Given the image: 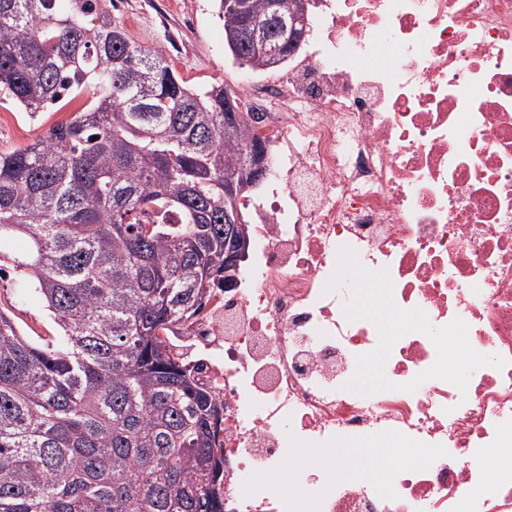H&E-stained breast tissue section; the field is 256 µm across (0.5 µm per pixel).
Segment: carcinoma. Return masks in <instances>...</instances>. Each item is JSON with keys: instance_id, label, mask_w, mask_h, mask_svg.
<instances>
[{"instance_id": "obj_1", "label": "carcinoma", "mask_w": 512, "mask_h": 512, "mask_svg": "<svg viewBox=\"0 0 512 512\" xmlns=\"http://www.w3.org/2000/svg\"><path fill=\"white\" fill-rule=\"evenodd\" d=\"M217 2L233 59L273 70L238 39L248 22L277 36L269 0ZM78 97L0 153V237L28 239L13 267L60 327L42 346L0 313V512H224L220 409L162 335L223 275L224 209L243 215L224 182L258 138L224 85H188L105 0H0V100L34 120Z\"/></svg>"}]
</instances>
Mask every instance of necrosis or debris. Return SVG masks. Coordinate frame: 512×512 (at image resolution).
I'll return each mask as SVG.
<instances>
[{
  "label": "necrosis or debris",
  "instance_id": "4bbe7bcc",
  "mask_svg": "<svg viewBox=\"0 0 512 512\" xmlns=\"http://www.w3.org/2000/svg\"><path fill=\"white\" fill-rule=\"evenodd\" d=\"M307 31L244 81L251 262L164 337L222 411L224 512H512V0H310ZM384 439L365 481L318 460Z\"/></svg>",
  "mask_w": 512,
  "mask_h": 512
}]
</instances>
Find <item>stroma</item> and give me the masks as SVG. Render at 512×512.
<instances>
[{
  "mask_svg": "<svg viewBox=\"0 0 512 512\" xmlns=\"http://www.w3.org/2000/svg\"><path fill=\"white\" fill-rule=\"evenodd\" d=\"M112 17L136 44L160 49L175 72L190 85H224L236 92L247 67L239 65L224 45V27L212 0H119ZM77 103L49 109L29 119L14 106L0 102V152H10L69 121ZM24 276L10 264L0 265V312L19 333L43 344L59 332L43 303L27 294Z\"/></svg>",
  "mask_w": 512,
  "mask_h": 512,
  "instance_id": "1",
  "label": "stroma"
}]
</instances>
